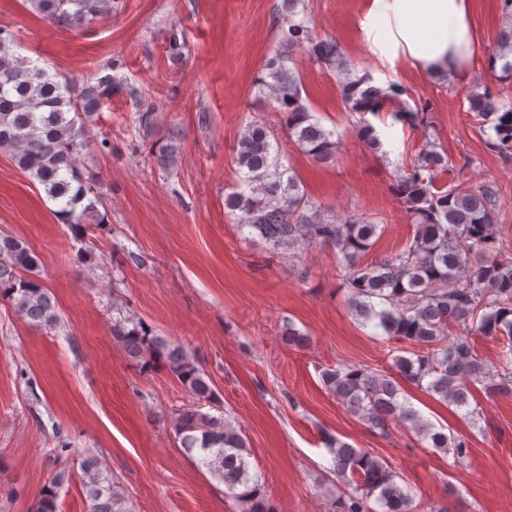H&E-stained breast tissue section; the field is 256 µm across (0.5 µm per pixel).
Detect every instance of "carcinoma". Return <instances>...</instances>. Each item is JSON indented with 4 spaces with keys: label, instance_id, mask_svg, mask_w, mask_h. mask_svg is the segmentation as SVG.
<instances>
[{
    "label": "carcinoma",
    "instance_id": "carcinoma-1",
    "mask_svg": "<svg viewBox=\"0 0 512 512\" xmlns=\"http://www.w3.org/2000/svg\"><path fill=\"white\" fill-rule=\"evenodd\" d=\"M51 24L80 29L112 15V0H26ZM304 0H283L276 23L284 50L264 65L258 86L275 103L290 141L303 154L324 163L336 154L334 131L323 127L302 101L301 82L288 68L287 51L304 50L333 73L348 71L336 41L318 38L309 17L298 10ZM509 25L498 36L488 67L512 77V0H503ZM340 96L360 115L376 114L390 94L371 76L338 81ZM122 91L109 75L77 85L56 76L18 51L14 34L0 29V152L36 181L69 224H103V197L83 181L77 161L86 147V133L104 102ZM470 110L480 126L491 125L500 152H512V103L488 93L474 94ZM358 137L374 152L382 148L375 127L363 119ZM275 133L263 120L250 121L235 147L241 172L225 206L237 216L238 232L260 240L274 254L295 257L305 244L329 243L336 249L338 276L347 289L357 320L371 323L390 340L419 350L394 357L390 370L338 364L320 371L325 390L362 424L382 434L397 424L428 440L436 450L465 464L468 439L436 429L404 395L407 381L461 411L473 429H481L482 411L472 405L474 390L512 395V238L500 232L502 200L491 181L437 185L436 177L454 171L448 154L425 138L414 161L396 179L395 191L411 218L412 239L400 251L366 263L377 243L380 225L361 215L339 220L305 190L292 168L272 152ZM38 261L27 243L0 234V296L35 328L58 323L47 288L30 277ZM112 335L130 361L143 367L167 368L194 398L175 419L174 430L185 454L200 468L224 482L235 512H272L261 494L262 476L249 463L251 451L241 430L224 416L204 411L215 392L209 376L184 348L161 336H150L141 322L112 324ZM500 343L493 365L477 351L472 337ZM283 339L304 349L310 338L293 323ZM326 445L330 467L326 483L333 512H419L411 491L387 459L332 435ZM83 489L89 512H130L121 489L104 475L98 462H82ZM57 472L31 512H58V489L68 483Z\"/></svg>",
    "mask_w": 512,
    "mask_h": 512
}]
</instances>
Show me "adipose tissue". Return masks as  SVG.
Listing matches in <instances>:
<instances>
[{"instance_id":"adipose-tissue-1","label":"adipose tissue","mask_w":512,"mask_h":512,"mask_svg":"<svg viewBox=\"0 0 512 512\" xmlns=\"http://www.w3.org/2000/svg\"><path fill=\"white\" fill-rule=\"evenodd\" d=\"M385 17L387 60H410L421 71L459 70L472 56L468 0H373L367 20Z\"/></svg>"}]
</instances>
